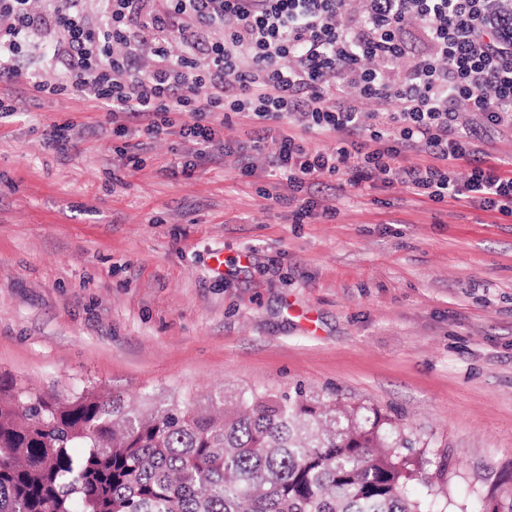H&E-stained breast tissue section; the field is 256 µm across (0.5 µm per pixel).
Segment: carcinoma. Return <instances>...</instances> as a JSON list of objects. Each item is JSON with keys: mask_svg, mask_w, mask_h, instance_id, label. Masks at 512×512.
<instances>
[{"mask_svg": "<svg viewBox=\"0 0 512 512\" xmlns=\"http://www.w3.org/2000/svg\"><path fill=\"white\" fill-rule=\"evenodd\" d=\"M363 405L250 387L138 406L0 374V512H433L441 472Z\"/></svg>", "mask_w": 512, "mask_h": 512, "instance_id": "carcinoma-1", "label": "carcinoma"}]
</instances>
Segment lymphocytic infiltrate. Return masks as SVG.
Instances as JSON below:
<instances>
[{
  "label": "lymphocytic infiltrate",
  "mask_w": 512,
  "mask_h": 512,
  "mask_svg": "<svg viewBox=\"0 0 512 512\" xmlns=\"http://www.w3.org/2000/svg\"><path fill=\"white\" fill-rule=\"evenodd\" d=\"M31 2L0 0V81L93 99L122 166L141 162L137 132L176 134L193 143L198 166L234 153L249 174L264 156L287 181L298 224L333 215L314 190L336 178L399 184L512 221V170L479 146L488 130L512 127V0H99L94 23L86 0H52L45 12ZM50 22L55 45L42 69H26L32 35ZM216 28L222 40L211 39ZM175 39L179 57L169 53ZM145 43L155 58L147 73ZM365 99L374 111L362 110ZM218 112L250 118L249 145L220 141ZM315 136L336 145L309 147Z\"/></svg>",
  "instance_id": "f902f5d3"
}]
</instances>
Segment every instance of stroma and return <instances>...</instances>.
<instances>
[{
	"label": "stroma",
	"mask_w": 512,
	"mask_h": 512,
	"mask_svg": "<svg viewBox=\"0 0 512 512\" xmlns=\"http://www.w3.org/2000/svg\"><path fill=\"white\" fill-rule=\"evenodd\" d=\"M68 122L82 138L47 148ZM113 146L69 92L0 118V373L127 398L301 384L405 426L409 457L447 473L446 512L512 482V223L346 185L335 217L297 224L269 171L184 172L175 135L136 169Z\"/></svg>",
	"instance_id": "stroma-1"
}]
</instances>
